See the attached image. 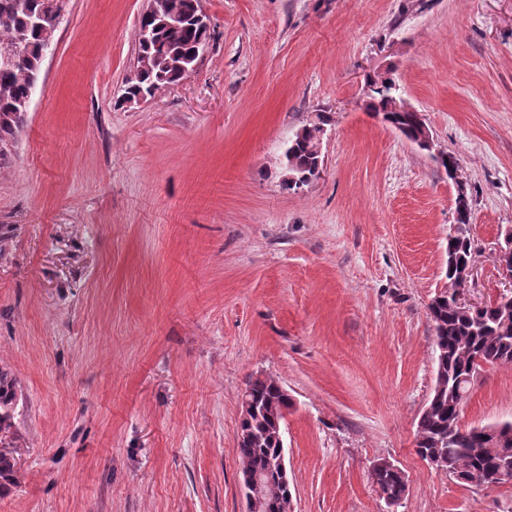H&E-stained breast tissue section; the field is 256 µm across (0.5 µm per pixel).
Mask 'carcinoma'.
I'll use <instances>...</instances> for the list:
<instances>
[{
  "label": "carcinoma",
  "mask_w": 512,
  "mask_h": 512,
  "mask_svg": "<svg viewBox=\"0 0 512 512\" xmlns=\"http://www.w3.org/2000/svg\"><path fill=\"white\" fill-rule=\"evenodd\" d=\"M200 0H157L154 12L140 18L136 68L139 77L122 89V95L151 97L165 85L176 84L187 75L197 55L199 43L211 40V27L199 23ZM60 24L57 14L47 7V0H0V49L16 48L13 62L0 63V162L7 158L4 148L13 144L24 125L27 99L32 97L40 79L43 31ZM368 108L381 113L388 109L396 93V82L382 78L372 82ZM391 121L407 136L418 137L420 130L410 113L395 112ZM329 117L301 126L286 144V174L295 180H283L286 189L298 188V181L314 174L321 127ZM470 205L463 196L456 200V220L449 226L446 252L448 286L437 293L427 306L434 332L436 376L428 402V413L418 418L416 451L424 459L437 461V468L475 485L493 484L500 454L512 453V421L496 422L502 439L499 448L482 446V436L475 428L460 424L461 394L468 392L478 365L512 366V310L494 299L478 309H459L454 295L465 286L462 276L473 254L470 233ZM254 412L241 419L237 453L240 474L263 478L264 495L269 502L284 501L291 494L290 485L279 481L272 463L280 448L276 424L282 422L289 398L277 380L256 377L244 392ZM17 408V382L0 368V478L11 476L20 451L19 436L11 431ZM371 479L379 494L394 502L401 501L408 490L404 472L392 469L379 459L371 469Z\"/></svg>",
  "instance_id": "cac0c4a2"
}]
</instances>
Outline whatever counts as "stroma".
<instances>
[{"instance_id":"35a3bbf8","label":"stroma","mask_w":512,"mask_h":512,"mask_svg":"<svg viewBox=\"0 0 512 512\" xmlns=\"http://www.w3.org/2000/svg\"><path fill=\"white\" fill-rule=\"evenodd\" d=\"M201 5L197 69L130 105L146 0H62L0 165V367L22 442L0 512H244L240 403L260 374L293 401V512H512V482H458L415 447L459 190L465 297L512 287L494 259L512 225V0ZM385 74L433 151L367 112ZM317 112L323 172L284 189L283 148ZM503 420L512 367H489L461 423ZM382 458L408 480L393 507L370 476Z\"/></svg>"}]
</instances>
